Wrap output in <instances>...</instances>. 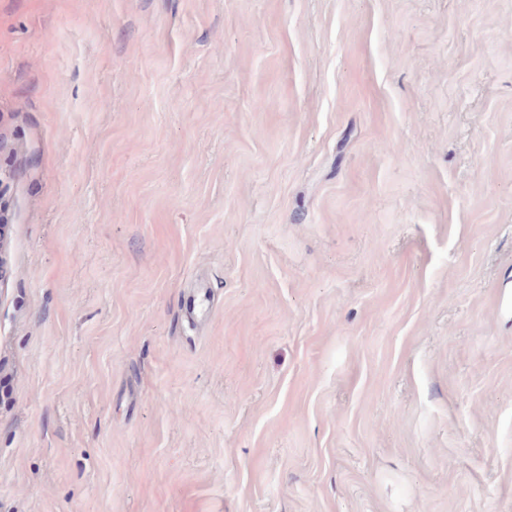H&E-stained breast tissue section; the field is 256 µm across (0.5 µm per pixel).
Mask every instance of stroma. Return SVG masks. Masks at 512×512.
<instances>
[{"mask_svg": "<svg viewBox=\"0 0 512 512\" xmlns=\"http://www.w3.org/2000/svg\"><path fill=\"white\" fill-rule=\"evenodd\" d=\"M0 512H512V0H0Z\"/></svg>", "mask_w": 512, "mask_h": 512, "instance_id": "stroma-1", "label": "stroma"}]
</instances>
